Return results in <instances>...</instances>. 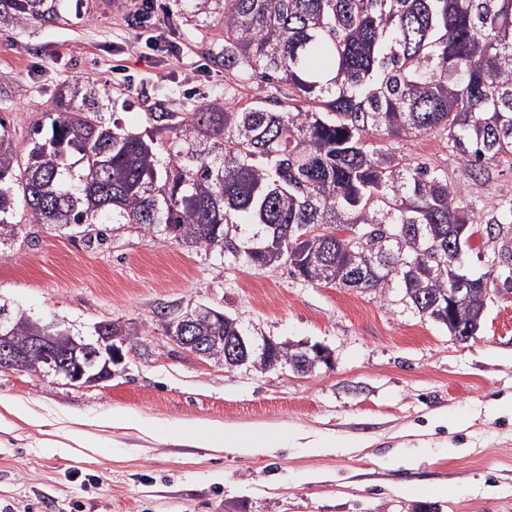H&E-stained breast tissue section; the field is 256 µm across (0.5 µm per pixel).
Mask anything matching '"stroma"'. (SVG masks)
I'll use <instances>...</instances> for the list:
<instances>
[{
  "instance_id": "1",
  "label": "stroma",
  "mask_w": 512,
  "mask_h": 512,
  "mask_svg": "<svg viewBox=\"0 0 512 512\" xmlns=\"http://www.w3.org/2000/svg\"><path fill=\"white\" fill-rule=\"evenodd\" d=\"M57 24L0 28V106L17 151L65 80L98 82L115 119L144 129L157 107L183 112L220 92L250 97L210 63L214 19L187 21L174 0L132 25L133 8L62 0ZM167 36L179 56L156 50ZM379 140L447 171L476 218L512 199V165L486 182L434 135ZM53 317L93 339L115 321L139 336L112 379L93 386L0 367V398L45 423L0 431V512H512V294L489 301L482 329L459 343L400 289L377 296L305 281L288 266L254 270L219 252L117 224L103 245L52 224L0 242V305ZM207 305L253 343L325 347L330 366L225 368L174 345L162 308ZM122 411L147 425L94 429L90 448L59 449L77 422ZM214 424L276 428L288 447L260 455L190 444Z\"/></svg>"
}]
</instances>
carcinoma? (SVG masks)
I'll return each mask as SVG.
<instances>
[{"label":"carcinoma","mask_w":512,"mask_h":512,"mask_svg":"<svg viewBox=\"0 0 512 512\" xmlns=\"http://www.w3.org/2000/svg\"><path fill=\"white\" fill-rule=\"evenodd\" d=\"M60 0H0V27L55 23ZM216 17L210 61L246 101L152 112L129 130L105 118L96 84L55 86L20 155L0 117V239L20 224H139L255 269L290 267L316 284L380 294L397 284L452 336L484 320L482 278L448 303L478 220L448 173L372 138L439 134L477 181L512 163V0H180ZM285 86L287 100L263 85ZM324 234L300 240L298 227ZM356 227L361 248L336 229ZM195 335H241L229 315ZM304 372L303 350L279 349Z\"/></svg>","instance_id":"1"}]
</instances>
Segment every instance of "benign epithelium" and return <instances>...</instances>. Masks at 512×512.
I'll use <instances>...</instances> for the list:
<instances>
[{
    "instance_id": "benign-epithelium-1",
    "label": "benign epithelium",
    "mask_w": 512,
    "mask_h": 512,
    "mask_svg": "<svg viewBox=\"0 0 512 512\" xmlns=\"http://www.w3.org/2000/svg\"><path fill=\"white\" fill-rule=\"evenodd\" d=\"M481 236L493 244L492 267L497 269L504 265L506 259L512 258V230L494 225L482 231ZM203 314L211 320L222 318L215 309L200 305L167 322L170 341L197 357L208 356L211 351L206 346L221 341L216 336L212 341L200 342L196 337L188 335L196 318ZM97 333L96 340L88 343L58 325L44 326L36 321L28 322L27 344L38 354V360L33 363L30 372L36 375H61L70 383L88 386L112 379L113 367L124 361L123 347L127 346L128 338L116 334L114 327L109 324L98 326ZM304 350L310 371L318 363L329 360V352L321 345H306ZM18 361L16 341L9 321L3 320L0 322V362L15 365Z\"/></svg>"
}]
</instances>
